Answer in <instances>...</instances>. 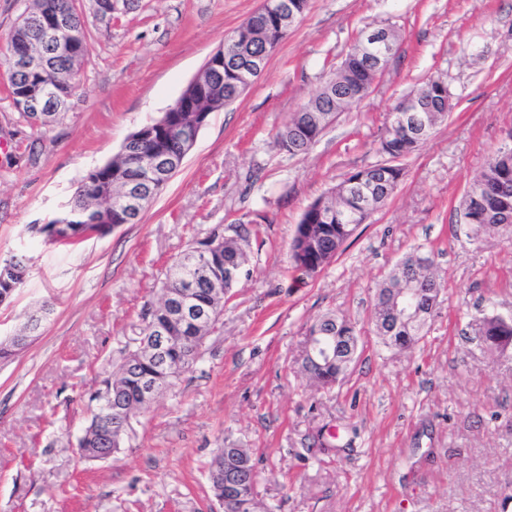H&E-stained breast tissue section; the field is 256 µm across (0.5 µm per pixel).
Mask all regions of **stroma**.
Returning <instances> with one entry per match:
<instances>
[{
  "mask_svg": "<svg viewBox=\"0 0 512 512\" xmlns=\"http://www.w3.org/2000/svg\"><path fill=\"white\" fill-rule=\"evenodd\" d=\"M262 0H127L111 20L82 0L89 53L74 107L34 139L0 62V262L29 273L0 305V338L48 308L0 364V512H217L215 449L249 448L272 512H512V351L487 350L486 315L512 319V239L473 237L468 187L512 129V0H309L263 74L211 113L181 170L139 223L73 245L36 231L131 132L159 118ZM394 29L370 94L304 155L277 129L363 31ZM430 78L453 109L401 159L392 198L314 276L293 269L304 210L356 169L383 162L398 101ZM250 231L248 263L203 354L131 419L120 449L79 460L99 388L141 336L175 258L215 225ZM443 282L428 333L382 345L380 289L412 250ZM332 313L359 344L333 389L299 368L310 324Z\"/></svg>",
  "mask_w": 512,
  "mask_h": 512,
  "instance_id": "1",
  "label": "stroma"
}]
</instances>
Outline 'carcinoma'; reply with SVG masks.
Instances as JSON below:
<instances>
[{"mask_svg":"<svg viewBox=\"0 0 512 512\" xmlns=\"http://www.w3.org/2000/svg\"><path fill=\"white\" fill-rule=\"evenodd\" d=\"M49 65L39 74L29 75L24 72L7 70L8 82L19 91L29 86L53 87L57 96L45 101L44 109L57 119L63 113L74 96L77 84L74 81L76 70L84 60L83 51L77 49L71 56H60L52 49H47ZM344 69L340 75L345 94L348 98L342 108L365 98L371 91L375 58L351 48L343 59ZM215 90L207 99V108L211 112L223 109L235 102L239 95L227 84L225 71L214 74ZM330 82H325L318 93L308 100L299 111L293 113L288 121L276 133L280 148H285L287 141L296 130H301L297 153L305 154L316 143V130L311 128L317 120H326L336 115L337 99L328 93ZM401 112L392 114L397 126L386 129L380 139V151H392L399 157L413 152L423 140L407 137L405 127L400 122ZM187 120L184 112H171L149 124L154 137L145 144L147 148H157L163 153L177 154L181 145L172 134V127ZM377 173L375 166H367L350 172L331 190L330 195L312 203L303 213L300 223L308 225L306 241L293 239L291 259L294 267L301 271L311 266L328 264L351 237L363 218L355 213L361 211L365 195L374 201L373 210L381 209L393 196L403 177V168L393 172L391 189L375 185L369 189L372 178ZM365 176L356 184L352 180ZM138 169L132 154L123 150L109 162L90 171L83 179L74 196L59 217L76 226L90 225V219L101 214L104 205L112 203L108 220L113 224H134L140 221L146 206L164 187L161 182L146 185L138 182ZM128 182H133L141 191L139 208L130 210L125 202L114 200V195ZM466 197L471 202L472 232L479 236L490 231L509 229V224L498 223L502 209L512 208V148L496 150L480 176L469 187ZM249 230L238 225L233 234L224 237V242L217 248L200 252L198 248L205 240L198 239L183 250L172 263V274L164 285L162 294H175L182 289L192 287L193 296L198 300L204 316L196 324L185 323L172 316L167 303L148 302L144 305L141 317L143 330L152 325L166 328L174 336L173 344L163 361H157L149 355L147 346L138 344L126 354L130 366H119L112 376L103 381V388L89 395V402L99 401L84 435L78 441V451L84 460L94 461L107 458L105 445L95 436V424L99 415L106 410L104 393H110L112 401L133 414L146 406L143 401V388L150 384L157 393H162L176 382L182 372L189 370L201 356L205 339L224 315V297L217 295L211 281L213 275L224 272V263L248 261L243 242L247 240ZM432 258L415 250L407 254L398 264L385 285L381 288L374 307V326L389 318L390 289L399 286L419 289L423 292L424 310H429V301L433 292L442 288L441 280L432 271ZM27 265L21 260H6L0 264V303L9 299L25 280ZM427 333V326L414 325L401 329L400 340L385 337L379 331L381 343L387 348L410 349L417 345ZM481 335L485 346L499 354L512 350V327H507L505 320L495 316L483 317ZM303 371L316 385L328 389L339 382L338 368L334 364L325 367L309 368L301 362ZM208 478L214 497L224 495L223 482L234 484V512H259L258 492L260 473L246 448H220L208 466Z\"/></svg>","mask_w":512,"mask_h":512,"instance_id":"1","label":"carcinoma"}]
</instances>
